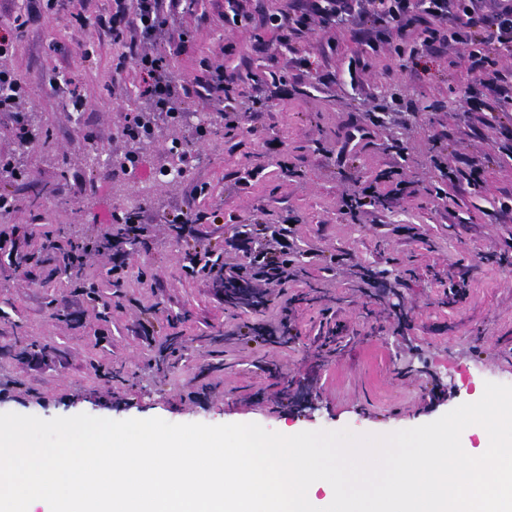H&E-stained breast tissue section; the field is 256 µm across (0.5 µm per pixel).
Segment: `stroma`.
<instances>
[{
  "instance_id": "obj_1",
  "label": "stroma",
  "mask_w": 512,
  "mask_h": 512,
  "mask_svg": "<svg viewBox=\"0 0 512 512\" xmlns=\"http://www.w3.org/2000/svg\"><path fill=\"white\" fill-rule=\"evenodd\" d=\"M136 6L0 0V25L14 32L0 67L21 79L34 115L26 179L0 177L15 201L0 215V413L381 434L473 402L486 382L512 385V220L488 216L512 197V158L489 112L466 94L469 46L401 58L336 25L284 42L269 22L284 0H189L175 17L192 43L171 57L176 80L223 64L242 126H226L223 104L189 108L177 135L192 144L188 174L161 184L142 211L154 238L130 252L121 287L104 276L109 257L84 270L108 294L107 320L96 302L69 305L72 285L44 263L41 243L55 230L67 240L102 238L104 217L133 186L119 169H91L85 159L103 147L122 152L124 116L146 103L133 67L114 73L128 43L95 22ZM353 57L362 63L352 78ZM56 71L79 87L82 111L66 89L49 86ZM326 74L335 82L323 84ZM380 110L388 126L340 160L345 124ZM441 153L478 168V187L441 186ZM400 180L411 194L395 200L389 191ZM363 182L388 205L353 221L341 201ZM181 210L204 214L198 244L218 254L252 214L269 224L296 218L303 272L288 288V333L279 331L284 299L231 307L219 281L186 272V244L163 223ZM455 284L465 298L451 294ZM266 328L278 330L277 341ZM46 345L47 361L32 367L30 354ZM296 376L318 410L291 405L283 382Z\"/></svg>"
}]
</instances>
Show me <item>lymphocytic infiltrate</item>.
I'll return each mask as SVG.
<instances>
[{
  "mask_svg": "<svg viewBox=\"0 0 512 512\" xmlns=\"http://www.w3.org/2000/svg\"><path fill=\"white\" fill-rule=\"evenodd\" d=\"M184 0H137L134 16L113 14L100 18V26L112 40L132 37L148 43L149 48L132 54L139 73L141 91L154 111L176 112L180 90L171 71L170 56L165 47L178 43L186 47V34H174L171 21L179 13ZM358 26L367 31L370 49L393 45L398 56H416L454 43L471 45L470 69L474 82L470 93L486 89L494 96L495 109H512V79L497 68L496 53H512V0H288L284 11L272 20L281 33L310 28L314 22ZM28 98L14 73L0 70V116L9 118L16 127L21 145L31 138L24 123L23 104ZM149 232L145 224H124L112 237L103 241L83 240L69 247L53 239L43 245L47 261L59 262L68 278L77 279L76 298H84L88 290L80 279L89 260L115 249L112 272L122 275L127 268L129 240H144ZM293 230L287 224H267L259 220L239 225L236 233L243 263H223L219 269L224 286L250 280L258 293L287 288L294 276L289 254L293 248Z\"/></svg>",
  "mask_w": 512,
  "mask_h": 512,
  "instance_id": "lymphocytic-infiltrate-1",
  "label": "lymphocytic infiltrate"
}]
</instances>
